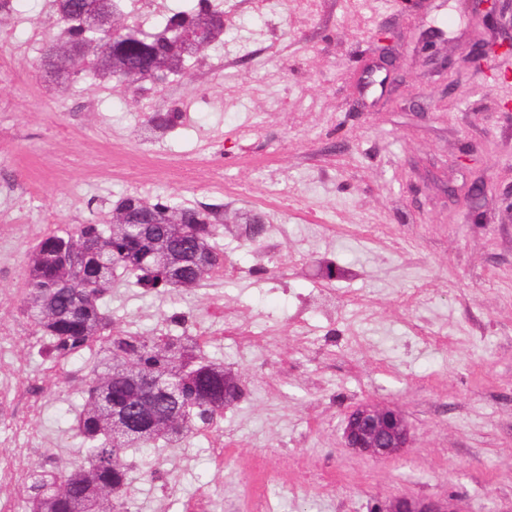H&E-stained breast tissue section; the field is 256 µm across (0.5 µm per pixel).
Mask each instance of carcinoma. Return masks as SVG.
Listing matches in <instances>:
<instances>
[{
	"label": "carcinoma",
	"mask_w": 512,
	"mask_h": 512,
	"mask_svg": "<svg viewBox=\"0 0 512 512\" xmlns=\"http://www.w3.org/2000/svg\"><path fill=\"white\" fill-rule=\"evenodd\" d=\"M221 18L222 6L214 0H178L162 19V36L153 39L132 30L135 41L151 48V53L139 56L138 69H127L129 55H114L106 44L100 62L91 64L82 78L97 86L139 90L152 71L172 77L202 50L219 49L208 42L189 53L171 50L176 27L186 21L212 31L221 25ZM42 67L59 98L65 99L72 87L66 70L46 59ZM113 207L152 214L159 221V232L166 224L185 225L183 235L169 246L182 281L201 286L195 270L201 262L210 264L214 273L224 268V253L216 238L224 234L225 225L212 223L210 209L180 208L166 195H125ZM130 233L132 236L114 244L111 225L90 219L71 230L44 236L24 260L19 314L30 331L29 354L51 369L88 353L93 366L82 377L86 386L82 402L72 406L71 432L79 441L78 448L63 467L50 461L34 468L21 467L10 477L14 492L8 500L14 502L17 512H139L132 467H114L113 456L120 450L129 453L161 445L177 448L191 435L213 427L224 407L238 398V393L230 391L233 376L224 372L223 364L204 356L207 341L191 331L186 314L169 315L166 331L161 333L114 331L106 301L112 289L123 286L162 301L182 290L155 272L153 244L134 237L133 229ZM44 309L54 310L56 318L42 321ZM121 356L150 372L192 365V375L182 383V399L172 400L144 388L125 370L113 366ZM100 381L109 402L124 408L132 422L135 434L126 441L116 442L105 432L107 415L90 402ZM186 405L189 418L182 434L156 437L144 432L142 415L162 418ZM101 485L117 487L119 493L112 501L100 503L96 489Z\"/></svg>",
	"instance_id": "carcinoma-1"
}]
</instances>
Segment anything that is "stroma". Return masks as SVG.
<instances>
[{"label": "stroma", "mask_w": 512, "mask_h": 512, "mask_svg": "<svg viewBox=\"0 0 512 512\" xmlns=\"http://www.w3.org/2000/svg\"><path fill=\"white\" fill-rule=\"evenodd\" d=\"M231 3L225 73L212 76L206 104L194 97L193 61L153 103L80 82L65 109L50 110L22 82L0 83L11 107L0 179L25 187L0 199V328L16 333L0 389L20 377L29 386L14 428L0 430V454L23 447L29 465L67 462L85 373L81 360L47 371L29 355L17 314L25 253L46 230L109 219L119 195L168 194L229 215L256 210L278 225L282 247L260 256L227 233L228 271L207 286L167 303L113 289L115 330L161 329L189 312L193 328L218 335L208 357L244 385L215 429L129 456L140 512H186L207 493L217 512H248L260 493L275 512H374L401 494L512 512V58L451 83L418 61L409 22L463 44V0H288L278 18L256 0ZM382 28L399 35L394 71L377 64ZM444 101L449 111H436ZM116 142L136 157L214 158L224 180L74 166ZM443 168L452 184L482 176L494 189L469 207L435 183ZM270 169L290 200L269 196ZM326 255L348 270L331 285V312L315 299ZM228 310L254 333L224 335ZM368 401L404 409L403 455L374 462L343 447L345 414Z\"/></svg>", "instance_id": "35a3bbf8"}]
</instances>
